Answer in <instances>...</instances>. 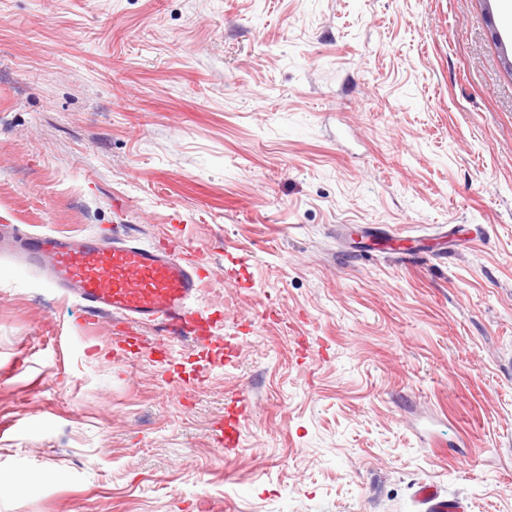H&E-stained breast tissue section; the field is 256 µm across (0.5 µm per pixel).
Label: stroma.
Wrapping results in <instances>:
<instances>
[{"label": "stroma", "instance_id": "stroma-1", "mask_svg": "<svg viewBox=\"0 0 512 512\" xmlns=\"http://www.w3.org/2000/svg\"><path fill=\"white\" fill-rule=\"evenodd\" d=\"M176 213L210 345L0 258V512H512L504 0H0V219ZM440 491L434 484H421L416 491L417 501L426 505L427 512H460L459 503L440 498Z\"/></svg>", "mask_w": 512, "mask_h": 512}]
</instances>
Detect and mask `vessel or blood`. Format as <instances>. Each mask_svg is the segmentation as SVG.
I'll list each match as a JSON object with an SVG mask.
<instances>
[{
  "label": "vessel or blood",
  "mask_w": 512,
  "mask_h": 512,
  "mask_svg": "<svg viewBox=\"0 0 512 512\" xmlns=\"http://www.w3.org/2000/svg\"><path fill=\"white\" fill-rule=\"evenodd\" d=\"M0 253L21 268L39 271L46 286L81 304L86 319L107 313L152 327L166 343L211 334L212 324L197 306L205 268L180 235L158 247L118 233L109 238L50 231L24 235L1 224ZM416 498L426 512H461L432 484L420 485Z\"/></svg>",
  "instance_id": "1"
}]
</instances>
